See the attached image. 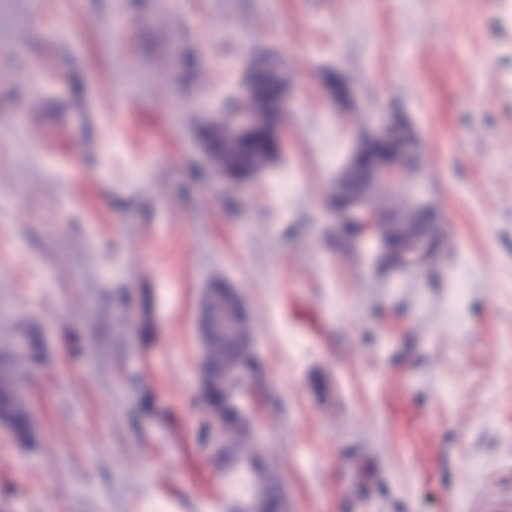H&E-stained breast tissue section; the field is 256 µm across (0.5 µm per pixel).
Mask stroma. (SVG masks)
Masks as SVG:
<instances>
[{"mask_svg":"<svg viewBox=\"0 0 512 512\" xmlns=\"http://www.w3.org/2000/svg\"><path fill=\"white\" fill-rule=\"evenodd\" d=\"M262 58L291 105L240 190L198 133ZM81 101L90 140L53 120ZM385 112L421 165L377 203L440 219L411 270L327 206ZM215 280L251 311L285 512L512 499V0H0V353L41 352L0 512H226L196 332Z\"/></svg>","mask_w":512,"mask_h":512,"instance_id":"stroma-1","label":"stroma"}]
</instances>
